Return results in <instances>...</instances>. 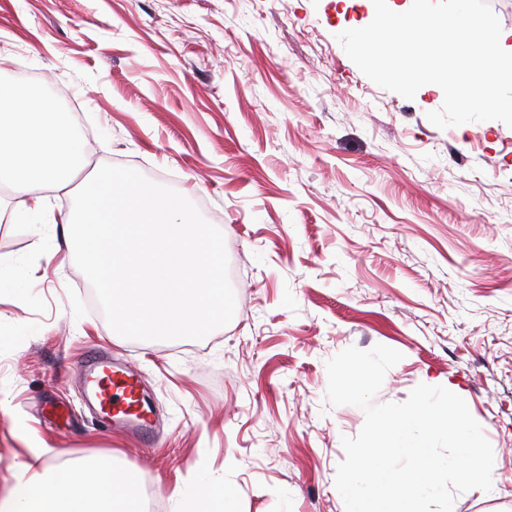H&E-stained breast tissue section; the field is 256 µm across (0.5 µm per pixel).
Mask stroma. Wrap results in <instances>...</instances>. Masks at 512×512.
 I'll return each mask as SVG.
<instances>
[{
  "label": "stroma",
  "mask_w": 512,
  "mask_h": 512,
  "mask_svg": "<svg viewBox=\"0 0 512 512\" xmlns=\"http://www.w3.org/2000/svg\"><path fill=\"white\" fill-rule=\"evenodd\" d=\"M372 0H0V76L33 79L78 124L87 161L173 188L218 227L236 312L201 340L113 333L66 250L35 263L32 311L0 297V492L41 446L116 451L158 512L175 487L226 485L235 512H345L343 437L362 409L325 400L326 362L400 351L375 400L455 384L490 442V491L453 512H512V127L441 129L351 61L338 33ZM110 346L156 420L153 445L102 423L72 361Z\"/></svg>",
  "instance_id": "stroma-1"
}]
</instances>
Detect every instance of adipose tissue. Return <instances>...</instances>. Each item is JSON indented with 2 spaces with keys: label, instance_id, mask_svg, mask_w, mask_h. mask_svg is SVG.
<instances>
[{
  "label": "adipose tissue",
  "instance_id": "ef3b65f1",
  "mask_svg": "<svg viewBox=\"0 0 512 512\" xmlns=\"http://www.w3.org/2000/svg\"><path fill=\"white\" fill-rule=\"evenodd\" d=\"M0 512H143L136 476L117 456L81 455L57 464L47 448L13 462Z\"/></svg>",
  "mask_w": 512,
  "mask_h": 512
}]
</instances>
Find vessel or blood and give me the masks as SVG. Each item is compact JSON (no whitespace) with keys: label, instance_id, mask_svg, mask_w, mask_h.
<instances>
[{"label":"vessel or blood","instance_id":"obj_1","mask_svg":"<svg viewBox=\"0 0 512 512\" xmlns=\"http://www.w3.org/2000/svg\"><path fill=\"white\" fill-rule=\"evenodd\" d=\"M111 363L109 354L100 353L86 360L83 365L85 375L97 377L99 380L96 397L99 402L108 406L105 419L124 424L133 435L140 438H150L154 430V420L150 409H139L135 406L137 379L125 369L117 374H109Z\"/></svg>","mask_w":512,"mask_h":512}]
</instances>
